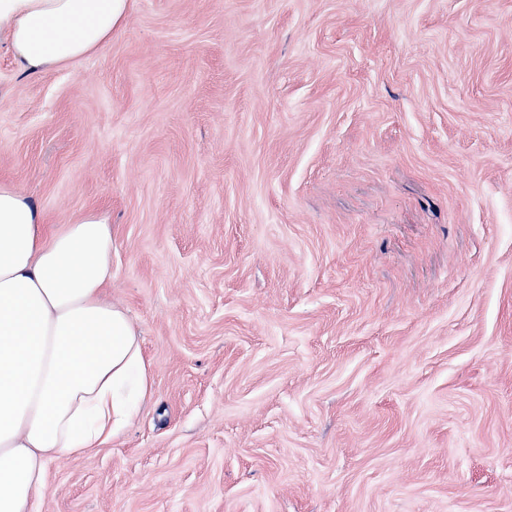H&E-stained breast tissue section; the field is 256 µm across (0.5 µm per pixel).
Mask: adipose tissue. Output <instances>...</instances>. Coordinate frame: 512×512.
Segmentation results:
<instances>
[{
	"mask_svg": "<svg viewBox=\"0 0 512 512\" xmlns=\"http://www.w3.org/2000/svg\"><path fill=\"white\" fill-rule=\"evenodd\" d=\"M132 2L0 0V30L38 76L102 51ZM111 281L105 213L50 232L0 182V512H33L50 463L97 452L152 393L139 334L104 295Z\"/></svg>",
	"mask_w": 512,
	"mask_h": 512,
	"instance_id": "1",
	"label": "adipose tissue"
}]
</instances>
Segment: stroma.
Masks as SVG:
<instances>
[{
	"mask_svg": "<svg viewBox=\"0 0 512 512\" xmlns=\"http://www.w3.org/2000/svg\"><path fill=\"white\" fill-rule=\"evenodd\" d=\"M0 181L112 221L153 376L34 512H512V0H135Z\"/></svg>",
	"mask_w": 512,
	"mask_h": 512,
	"instance_id": "obj_1",
	"label": "stroma"
}]
</instances>
